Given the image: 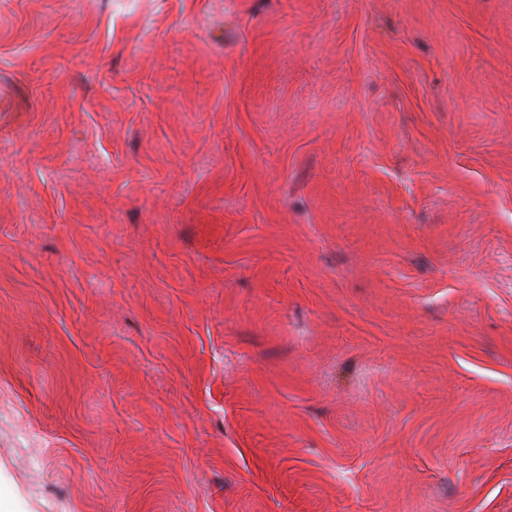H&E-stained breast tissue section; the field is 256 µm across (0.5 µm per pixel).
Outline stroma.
Instances as JSON below:
<instances>
[{"mask_svg": "<svg viewBox=\"0 0 512 512\" xmlns=\"http://www.w3.org/2000/svg\"><path fill=\"white\" fill-rule=\"evenodd\" d=\"M15 512H512V0H0Z\"/></svg>", "mask_w": 512, "mask_h": 512, "instance_id": "35a3bbf8", "label": "stroma"}]
</instances>
